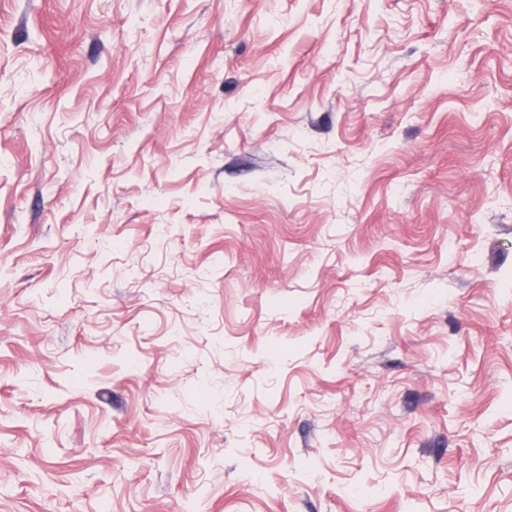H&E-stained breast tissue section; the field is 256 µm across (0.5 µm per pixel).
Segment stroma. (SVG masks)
Returning <instances> with one entry per match:
<instances>
[{
	"instance_id": "1",
	"label": "stroma",
	"mask_w": 512,
	"mask_h": 512,
	"mask_svg": "<svg viewBox=\"0 0 512 512\" xmlns=\"http://www.w3.org/2000/svg\"><path fill=\"white\" fill-rule=\"evenodd\" d=\"M0 512H512V0H0Z\"/></svg>"
}]
</instances>
